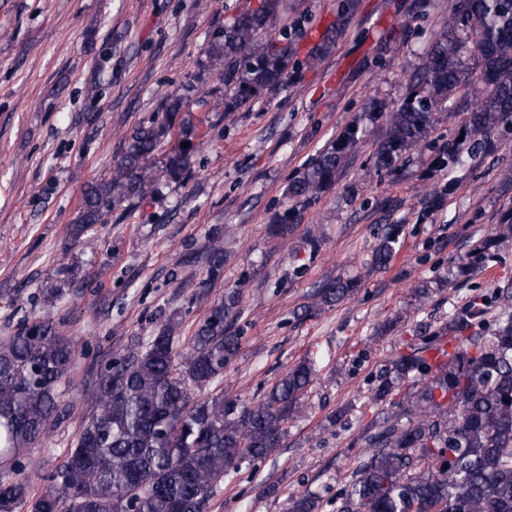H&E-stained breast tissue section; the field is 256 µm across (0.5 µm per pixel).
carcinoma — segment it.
Returning a JSON list of instances; mask_svg holds the SVG:
<instances>
[{
    "label": "carcinoma",
    "mask_w": 512,
    "mask_h": 512,
    "mask_svg": "<svg viewBox=\"0 0 512 512\" xmlns=\"http://www.w3.org/2000/svg\"><path fill=\"white\" fill-rule=\"evenodd\" d=\"M281 2L260 0L207 46L208 58L224 66V98L215 109L225 118L317 67L361 6V0H336L332 19L303 52L314 17L295 10L285 18ZM271 27L279 28L278 38L263 39ZM468 53L480 65L473 81L465 72ZM469 82L476 101L464 103L458 93ZM189 92L168 96L162 117L132 129L110 176L87 184L74 239L107 224L113 211L153 198L161 185L187 178L196 149ZM450 109L464 112L455 137L440 146L428 141L435 115ZM379 122L384 131L371 156L377 171L396 179L411 162V151L427 149L429 172L458 173L425 188L417 216L423 222L496 151L500 132L512 130V0H451L402 101L390 108L368 100L290 180L289 208L272 228L277 236L296 230ZM401 234L400 224L377 225L374 265L389 264ZM508 238L512 207L501 211L495 235L454 262L452 279L468 280ZM206 255L210 275H218L222 235L209 238ZM355 291L354 280H326L316 297L332 305ZM61 297L59 288L45 292L43 313L0 337V464L13 474L0 477V512H205L221 483L242 464L281 446L288 419L303 410L301 398L314 376L306 361L289 368L249 406L222 393L190 395L222 376L241 349L235 328L239 299L227 294L213 302L185 350L175 345V312L147 343L101 368L87 396L89 416L48 485L33 494L29 449L74 410L61 385L78 346L53 316ZM446 344L452 349L445 350ZM406 378L419 384L411 398L400 396L399 382ZM371 403H386L393 411L381 413L359 436L361 460L354 479L336 495V512H512V284L474 296L450 316L448 326L420 332L412 352L382 371ZM318 507L303 494L293 499L291 512Z\"/></svg>",
    "instance_id": "1"
}]
</instances>
